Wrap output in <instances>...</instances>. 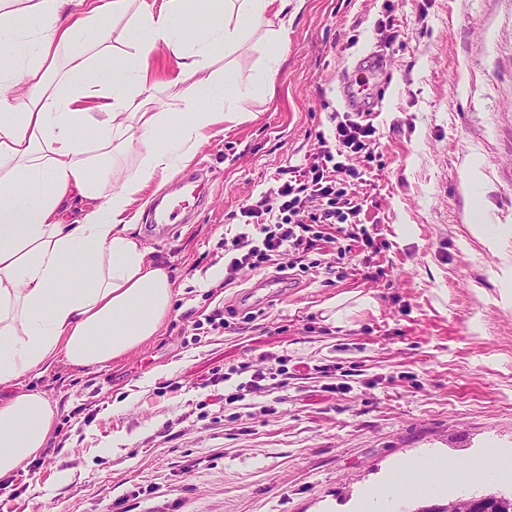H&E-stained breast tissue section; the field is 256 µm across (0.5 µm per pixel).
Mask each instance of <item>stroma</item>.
Wrapping results in <instances>:
<instances>
[{"mask_svg":"<svg viewBox=\"0 0 512 512\" xmlns=\"http://www.w3.org/2000/svg\"><path fill=\"white\" fill-rule=\"evenodd\" d=\"M278 27L212 57L236 74L246 114L206 129L190 163L211 176L205 204L159 239L140 215L175 284L160 335L103 367L61 362L22 379L59 414L0 512H123L130 494L135 512H357L404 459L432 450L453 467L512 449L500 279L512 269V0H297L271 42ZM361 88L380 134L375 158L355 161L361 219L382 252L354 271L330 253L327 270L277 287L271 270L200 286L242 231V208L305 166ZM472 216L501 231L498 251L471 233ZM216 309L228 328L194 334ZM285 357L308 371L238 412L209 383Z\"/></svg>","mask_w":512,"mask_h":512,"instance_id":"stroma-1","label":"stroma"}]
</instances>
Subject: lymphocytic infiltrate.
<instances>
[{
  "label": "lymphocytic infiltrate",
  "mask_w": 512,
  "mask_h": 512,
  "mask_svg": "<svg viewBox=\"0 0 512 512\" xmlns=\"http://www.w3.org/2000/svg\"><path fill=\"white\" fill-rule=\"evenodd\" d=\"M378 145L377 129L363 113L340 120L333 140H322L306 167L244 208L248 228L231 241L227 281L270 267L280 274L308 272L319 267L314 253L324 246L356 265L374 238L360 220L363 174L349 160L372 158Z\"/></svg>",
  "instance_id": "lymphocytic-infiltrate-1"
}]
</instances>
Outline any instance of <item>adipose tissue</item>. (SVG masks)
I'll return each instance as SVG.
<instances>
[{"mask_svg":"<svg viewBox=\"0 0 512 512\" xmlns=\"http://www.w3.org/2000/svg\"><path fill=\"white\" fill-rule=\"evenodd\" d=\"M0 0V386L57 362L104 366L157 336L174 288L136 230L132 207L159 172L194 157L203 131L242 115L232 73L211 69L291 0H197L198 37L178 25L186 0ZM134 13L138 57L163 48L179 69L166 110L133 65L114 68L112 22ZM20 86L22 94L12 93ZM140 150L122 180L102 161ZM58 405L37 390L0 398V478L49 445ZM442 457L409 460L364 512L451 490Z\"/></svg>","mask_w":512,"mask_h":512,"instance_id":"adipose-tissue-1","label":"adipose tissue"}]
</instances>
